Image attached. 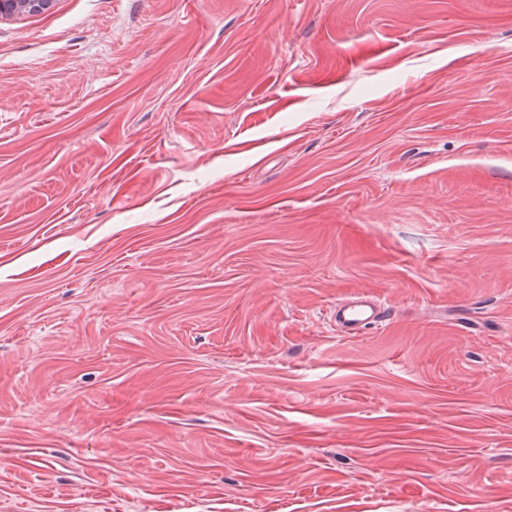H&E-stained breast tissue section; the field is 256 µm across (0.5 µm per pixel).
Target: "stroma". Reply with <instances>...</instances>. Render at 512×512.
<instances>
[{"mask_svg": "<svg viewBox=\"0 0 512 512\" xmlns=\"http://www.w3.org/2000/svg\"><path fill=\"white\" fill-rule=\"evenodd\" d=\"M0 512H512V0L0 20ZM336 327L341 333L357 336L364 329L388 320L391 315L389 306L378 299L365 295H353L337 303L333 309Z\"/></svg>", "mask_w": 512, "mask_h": 512, "instance_id": "35a3bbf8", "label": "stroma"}]
</instances>
